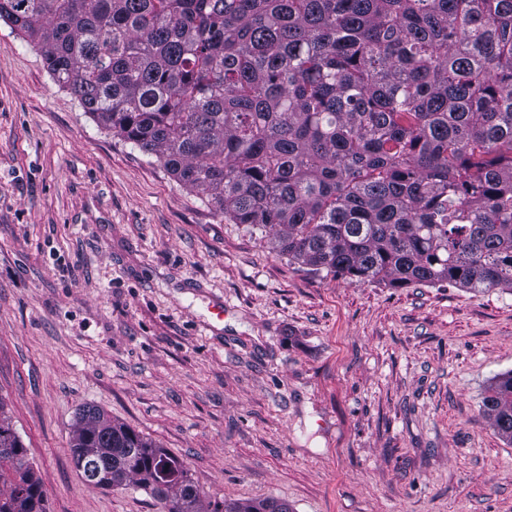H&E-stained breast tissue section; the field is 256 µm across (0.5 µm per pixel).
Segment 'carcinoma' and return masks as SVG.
I'll list each match as a JSON object with an SVG mask.
<instances>
[{
	"label": "carcinoma",
	"instance_id": "obj_1",
	"mask_svg": "<svg viewBox=\"0 0 512 512\" xmlns=\"http://www.w3.org/2000/svg\"><path fill=\"white\" fill-rule=\"evenodd\" d=\"M1 19L97 124L288 261L512 292V0H0ZM482 405L512 444V371ZM71 448L91 486L200 512L185 464L97 407ZM0 485V512H47L2 412Z\"/></svg>",
	"mask_w": 512,
	"mask_h": 512
}]
</instances>
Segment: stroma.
<instances>
[{"mask_svg":"<svg viewBox=\"0 0 512 512\" xmlns=\"http://www.w3.org/2000/svg\"><path fill=\"white\" fill-rule=\"evenodd\" d=\"M507 371L512 294L310 274L101 129L0 20V409L49 512H161L78 475L86 405L209 502L512 512L482 407Z\"/></svg>","mask_w":512,"mask_h":512,"instance_id":"stroma-1","label":"stroma"}]
</instances>
